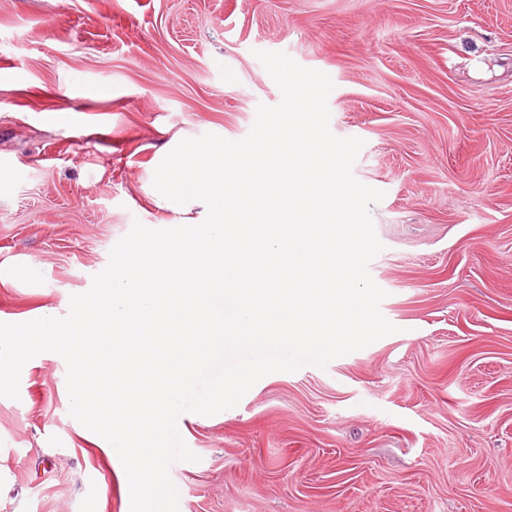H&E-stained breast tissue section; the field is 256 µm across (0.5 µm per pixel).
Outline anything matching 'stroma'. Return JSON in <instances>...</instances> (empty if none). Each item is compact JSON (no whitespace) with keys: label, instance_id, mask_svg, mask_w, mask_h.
<instances>
[{"label":"stroma","instance_id":"1","mask_svg":"<svg viewBox=\"0 0 512 512\" xmlns=\"http://www.w3.org/2000/svg\"><path fill=\"white\" fill-rule=\"evenodd\" d=\"M259 50L326 73L364 142L398 331L183 413L179 512H512V0H0V322L65 316L133 222L176 221L155 153L243 139L281 100ZM66 373L41 353L0 397V512H130Z\"/></svg>","mask_w":512,"mask_h":512}]
</instances>
